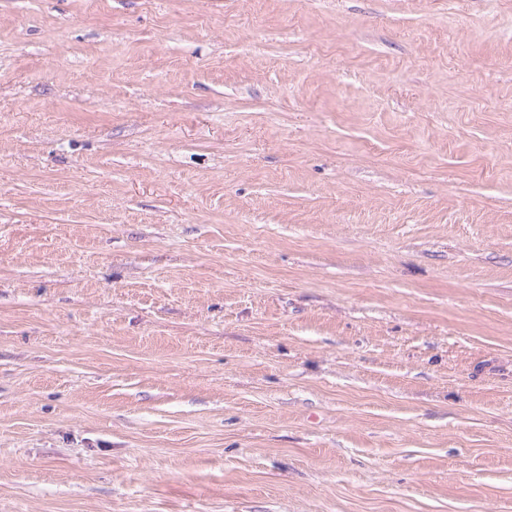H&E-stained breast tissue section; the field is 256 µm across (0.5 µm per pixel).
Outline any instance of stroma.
Instances as JSON below:
<instances>
[{
  "label": "stroma",
  "instance_id": "obj_1",
  "mask_svg": "<svg viewBox=\"0 0 512 512\" xmlns=\"http://www.w3.org/2000/svg\"><path fill=\"white\" fill-rule=\"evenodd\" d=\"M0 512H512V0H0Z\"/></svg>",
  "mask_w": 512,
  "mask_h": 512
}]
</instances>
